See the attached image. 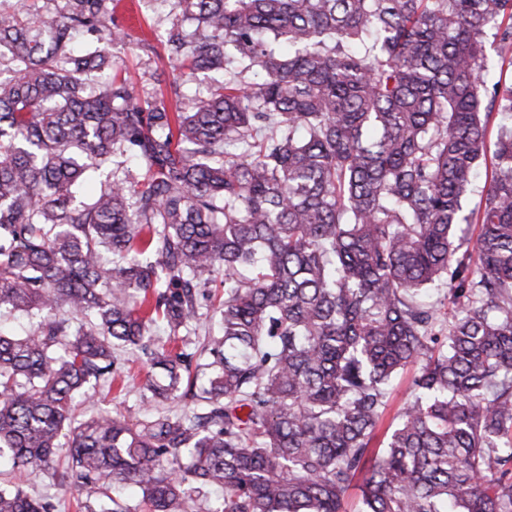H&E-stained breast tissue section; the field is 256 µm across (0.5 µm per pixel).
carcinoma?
<instances>
[{"mask_svg": "<svg viewBox=\"0 0 512 512\" xmlns=\"http://www.w3.org/2000/svg\"><path fill=\"white\" fill-rule=\"evenodd\" d=\"M116 5L0 8V311L37 317L0 331V475L80 512L120 486L146 512L208 487V512H512V81L487 52L512 68V0H174L173 112L114 60ZM127 346L147 400L191 406L76 420ZM410 378L411 373H404L397 382L395 389L390 394L388 407L384 416L383 428L378 433V440H382L384 429L389 425L390 422H392L393 417L406 401L408 393L407 388L409 386ZM26 487L33 489L35 492L46 495L50 494L55 498L57 502V511L56 512H76L75 511V497H77L76 492H64L59 490L57 487L53 486L45 475H38L36 477H29L24 475L21 481Z\"/></svg>", "mask_w": 512, "mask_h": 512, "instance_id": "1", "label": "carcinoma"}]
</instances>
